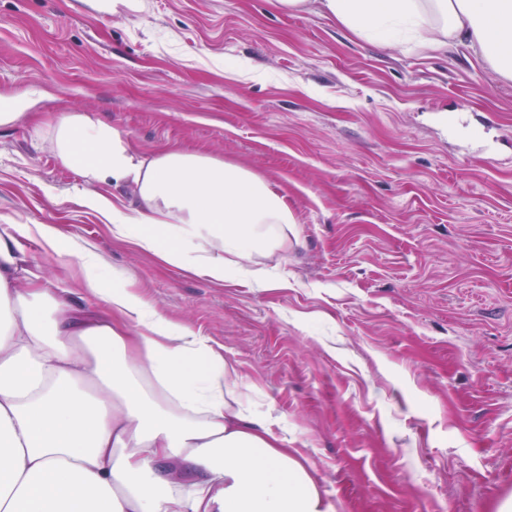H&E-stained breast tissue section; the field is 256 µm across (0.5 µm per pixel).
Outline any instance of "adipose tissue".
<instances>
[{"label": "adipose tissue", "instance_id": "1", "mask_svg": "<svg viewBox=\"0 0 512 512\" xmlns=\"http://www.w3.org/2000/svg\"><path fill=\"white\" fill-rule=\"evenodd\" d=\"M317 12L361 39L393 30L421 47L466 44L512 79V0H273ZM91 189L130 187L112 233L167 265L223 282L287 246L297 221L266 177L199 152H139L111 125L63 112L36 126ZM77 265L81 286L25 276L19 236ZM53 225L0 226V512H330L315 469L258 412L210 337L109 286L89 247Z\"/></svg>", "mask_w": 512, "mask_h": 512}]
</instances>
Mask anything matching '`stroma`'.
<instances>
[{
  "instance_id": "stroma-1",
  "label": "stroma",
  "mask_w": 512,
  "mask_h": 512,
  "mask_svg": "<svg viewBox=\"0 0 512 512\" xmlns=\"http://www.w3.org/2000/svg\"><path fill=\"white\" fill-rule=\"evenodd\" d=\"M0 0V225L52 224L110 286L223 347L333 512H495L512 496V81L474 51L362 40L270 0ZM85 112L150 154L264 175L299 236L272 285L113 236L34 122ZM52 287L79 273L20 236Z\"/></svg>"
}]
</instances>
